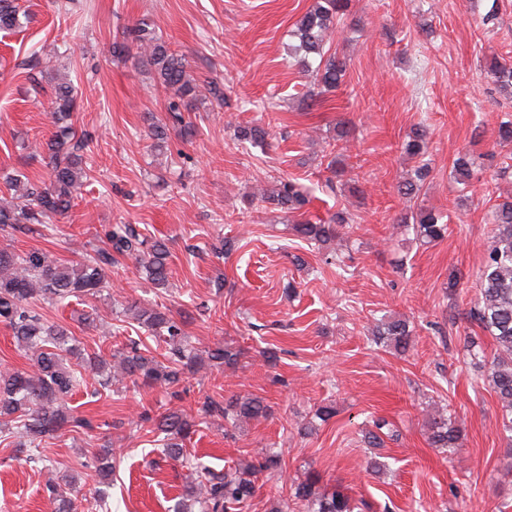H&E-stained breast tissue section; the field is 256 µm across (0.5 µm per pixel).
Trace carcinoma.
I'll return each mask as SVG.
<instances>
[{
  "instance_id": "1",
  "label": "carcinoma",
  "mask_w": 512,
  "mask_h": 512,
  "mask_svg": "<svg viewBox=\"0 0 512 512\" xmlns=\"http://www.w3.org/2000/svg\"><path fill=\"white\" fill-rule=\"evenodd\" d=\"M350 0H314V5L296 23L293 36L298 38V49L304 52L297 64L304 72L315 76L323 92H331L344 81L347 71L345 59L326 49L328 31L338 27L348 12ZM27 18L18 0H0V30L23 27ZM137 43L141 62L149 66L157 87L170 93L166 111L167 124L151 125V137L156 143L168 139V126L190 132L193 122L184 113L196 109L198 101L196 79L187 70V61L173 52L165 41L138 23L129 32ZM43 73L53 80L50 96V116L54 131L50 139L38 145V153L48 169L43 186L32 185L27 174L20 170L3 177L11 201L0 202V227L26 230L30 224L46 225L47 221L67 214L74 206L82 188L92 179V167L86 161L91 139L78 134L73 112L76 98L74 87L67 78L57 76V69L47 68ZM496 83L503 91L512 92V62L494 61L491 66ZM235 136L240 141L259 145L267 131L259 125L237 126ZM512 145V122L499 125L498 137L488 157L497 150ZM427 133L421 128L411 132L405 144V153L418 158L427 152ZM468 151L461 152L453 162L455 183L465 187L480 180L484 157ZM426 165L414 169V176L399 185V192L408 197L420 194L427 177ZM267 200L288 214L300 212L310 203V191L301 184L282 179ZM494 224L488 238L483 264L475 284V296L468 317L493 339L495 353L490 361L489 379L502 408L503 431L512 434V198L496 204L490 214ZM415 238L424 243L440 241L448 235L449 224L444 216L421 208L413 217ZM347 218L340 212L326 224L297 222L293 230L310 244L326 248L339 237ZM121 258H132L138 272L156 289L169 285V251L160 240L149 242L129 224H118L105 234L102 245L92 248L77 261L55 257L44 249L16 253L0 250V324L8 328L20 349L28 356L27 369L0 370V434L16 438L17 450L29 449L26 458L38 461L35 451L42 441L56 437L60 431H92V419L79 415L67 406V400L84 384L83 371L91 372L98 388L94 393L111 390L112 385L124 380L135 388L173 387L187 374L210 367L225 366L235 369L243 349L232 350L221 344L200 350L193 346L184 331V323L158 308H144L131 301L122 306L121 316L144 328L163 352L155 355L141 342L130 341L111 350L89 352L76 345L73 333L64 325L51 323L38 308L57 306L73 299L85 302L97 299L110 287L112 268ZM374 341L396 352H405L412 344L409 323L396 317L380 320L372 330ZM175 404L156 416L143 412L141 425H149V432L161 436L162 455L193 471L194 480L186 486L174 505L173 512H243L256 493L257 473L278 467L279 455L266 450L252 471L228 468L215 471L187 453L184 442L195 427V418L179 404V393L171 392ZM268 405L258 396L232 397L225 401L206 398L197 409L202 417H222L235 425L242 420H258L267 416ZM430 445L458 450L461 436L459 422L437 409L426 421ZM388 423L377 419L365 434V443L371 448L384 444L383 428ZM112 449L103 447L93 454V462L84 467L93 470L97 480L94 496L83 498L86 512H98L106 507L109 477L115 469L111 462ZM321 477L307 470L291 486L290 496L300 512H355L353 498L342 490L318 492ZM76 487L77 477L64 475L50 477L44 493L53 505V512H78L77 498L60 492V484Z\"/></svg>"
}]
</instances>
